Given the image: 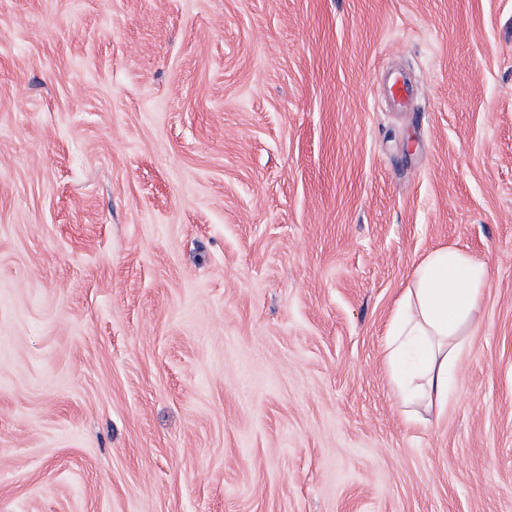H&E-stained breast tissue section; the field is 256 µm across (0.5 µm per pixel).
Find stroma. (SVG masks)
<instances>
[{
  "mask_svg": "<svg viewBox=\"0 0 512 512\" xmlns=\"http://www.w3.org/2000/svg\"><path fill=\"white\" fill-rule=\"evenodd\" d=\"M0 512H512V0H0ZM490 278L486 262L467 253L432 251L413 272L386 333V364L406 405L448 403L465 336Z\"/></svg>",
  "mask_w": 512,
  "mask_h": 512,
  "instance_id": "stroma-1",
  "label": "stroma"
}]
</instances>
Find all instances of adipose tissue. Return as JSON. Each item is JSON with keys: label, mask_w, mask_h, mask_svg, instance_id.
<instances>
[{"label": "adipose tissue", "mask_w": 512, "mask_h": 512, "mask_svg": "<svg viewBox=\"0 0 512 512\" xmlns=\"http://www.w3.org/2000/svg\"><path fill=\"white\" fill-rule=\"evenodd\" d=\"M489 278L487 263L457 249L434 250L415 268L386 333V364L404 404H447Z\"/></svg>", "instance_id": "adipose-tissue-1"}]
</instances>
